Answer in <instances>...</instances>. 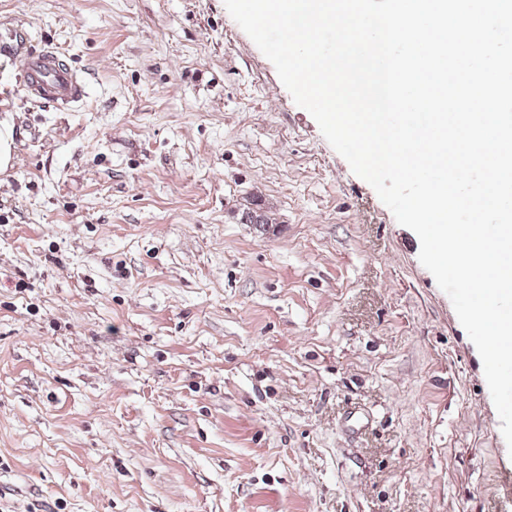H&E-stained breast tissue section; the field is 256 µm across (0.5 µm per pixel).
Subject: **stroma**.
I'll return each mask as SVG.
<instances>
[{"label":"stroma","instance_id":"35a3bbf8","mask_svg":"<svg viewBox=\"0 0 512 512\" xmlns=\"http://www.w3.org/2000/svg\"><path fill=\"white\" fill-rule=\"evenodd\" d=\"M0 42V512H512L418 236L224 0H0ZM25 86L40 98L67 108L86 94L85 83L54 48L46 47L30 54L23 63Z\"/></svg>","mask_w":512,"mask_h":512}]
</instances>
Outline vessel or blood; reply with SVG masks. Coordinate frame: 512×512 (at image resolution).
<instances>
[{
    "mask_svg": "<svg viewBox=\"0 0 512 512\" xmlns=\"http://www.w3.org/2000/svg\"><path fill=\"white\" fill-rule=\"evenodd\" d=\"M23 68L28 91L59 107H69L86 94L85 83L80 75L54 48L47 47L30 54Z\"/></svg>",
    "mask_w": 512,
    "mask_h": 512,
    "instance_id": "1",
    "label": "vessel or blood"
}]
</instances>
